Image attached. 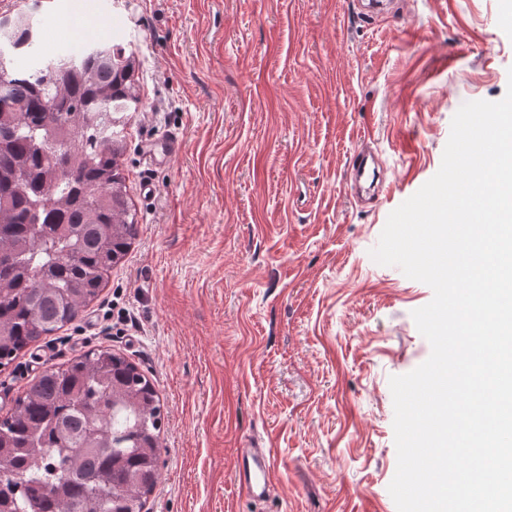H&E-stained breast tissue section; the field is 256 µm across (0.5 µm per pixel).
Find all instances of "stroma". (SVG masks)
I'll return each instance as SVG.
<instances>
[{
    "label": "stroma",
    "instance_id": "1",
    "mask_svg": "<svg viewBox=\"0 0 512 512\" xmlns=\"http://www.w3.org/2000/svg\"><path fill=\"white\" fill-rule=\"evenodd\" d=\"M502 0H42L32 68L97 38L134 52L139 112L120 164L138 234L70 324L0 367V416L43 369L99 346L162 404L144 512H397L391 377L431 354L412 311L432 289L370 256L439 170L451 120L502 99ZM169 135L163 165L141 147ZM375 154L373 203L349 185ZM154 193L144 197L143 183ZM274 454L255 502L238 449Z\"/></svg>",
    "mask_w": 512,
    "mask_h": 512
}]
</instances>
